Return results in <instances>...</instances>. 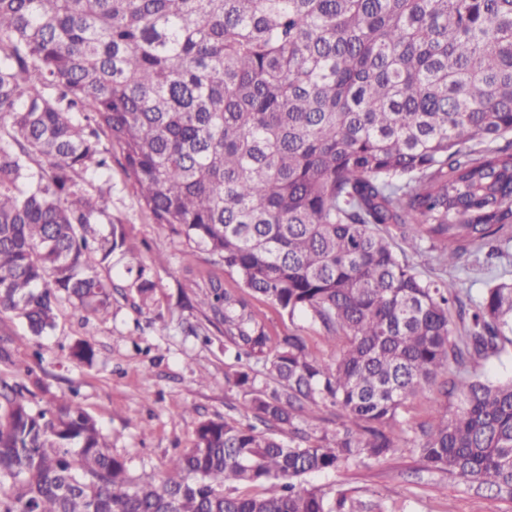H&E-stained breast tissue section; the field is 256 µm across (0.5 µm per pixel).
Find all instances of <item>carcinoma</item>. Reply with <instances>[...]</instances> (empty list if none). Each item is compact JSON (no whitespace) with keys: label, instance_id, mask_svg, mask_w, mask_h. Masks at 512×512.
<instances>
[{"label":"carcinoma","instance_id":"1","mask_svg":"<svg viewBox=\"0 0 512 512\" xmlns=\"http://www.w3.org/2000/svg\"><path fill=\"white\" fill-rule=\"evenodd\" d=\"M114 152L154 223L239 277L185 254L254 422L202 420L132 479L79 401L35 409L0 379V512H358L302 480L394 452L408 397L512 347V281L475 300L448 278L512 245V0H0V314L33 336L63 303L110 304L125 233L93 179ZM254 296L345 349L271 334ZM454 392L417 450L512 499V378ZM321 404L338 422L318 436Z\"/></svg>","mask_w":512,"mask_h":512}]
</instances>
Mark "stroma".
<instances>
[{
	"label": "stroma",
	"mask_w": 512,
	"mask_h": 512,
	"mask_svg": "<svg viewBox=\"0 0 512 512\" xmlns=\"http://www.w3.org/2000/svg\"><path fill=\"white\" fill-rule=\"evenodd\" d=\"M97 185L137 257H130L128 247L113 253L114 288L106 310L90 317L63 304L56 328L40 340L31 339L19 316L0 315V378L26 385L41 407L78 399L98 420L113 455L123 458L136 478L163 469L174 454L190 447L200 420L239 417L243 396L226 380L236 362L225 356L223 336L206 344L196 334L206 324L205 308L201 294L183 286L185 239L154 223L120 166H113ZM137 260L154 284L146 300L134 286L131 266ZM491 272L512 279V255L464 256L453 275L463 291L476 297ZM255 305L272 333L303 336L321 361H332L345 346L341 337L326 341L311 317L288 316L264 299ZM80 340L92 346V364L71 357L72 345ZM462 373L452 363L439 379L442 384ZM441 384L409 397L401 407L394 455L313 475L309 484L343 491L361 502L360 512H377L380 504L387 512H512V500L475 493L428 469L413 448L414 426L455 413L461 405L459 396L444 393Z\"/></svg>",
	"instance_id": "1"
}]
</instances>
